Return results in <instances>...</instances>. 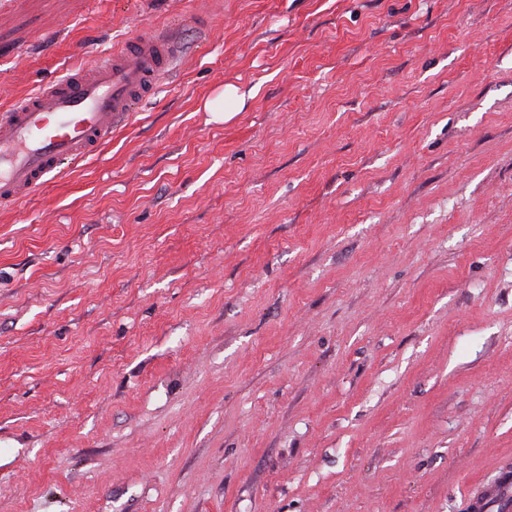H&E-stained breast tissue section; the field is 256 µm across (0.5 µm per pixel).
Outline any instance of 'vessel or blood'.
<instances>
[{
    "label": "vessel or blood",
    "instance_id": "obj_1",
    "mask_svg": "<svg viewBox=\"0 0 512 512\" xmlns=\"http://www.w3.org/2000/svg\"><path fill=\"white\" fill-rule=\"evenodd\" d=\"M173 29L148 28L123 47L74 68L0 110V207L18 203L111 140L113 131L153 98L176 66ZM512 512V477L470 512Z\"/></svg>",
    "mask_w": 512,
    "mask_h": 512
}]
</instances>
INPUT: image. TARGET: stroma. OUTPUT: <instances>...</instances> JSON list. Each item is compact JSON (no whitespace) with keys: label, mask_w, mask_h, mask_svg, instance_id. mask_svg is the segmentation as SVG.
I'll return each instance as SVG.
<instances>
[{"label":"stroma","mask_w":512,"mask_h":512,"mask_svg":"<svg viewBox=\"0 0 512 512\" xmlns=\"http://www.w3.org/2000/svg\"><path fill=\"white\" fill-rule=\"evenodd\" d=\"M154 26L156 97L0 208V512H467L512 473V0H0V106Z\"/></svg>","instance_id":"35a3bbf8"}]
</instances>
